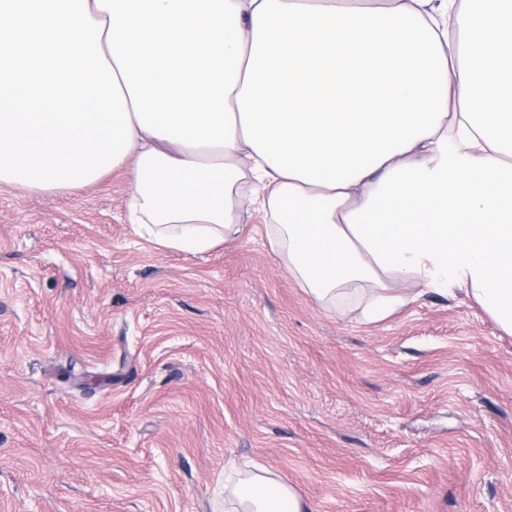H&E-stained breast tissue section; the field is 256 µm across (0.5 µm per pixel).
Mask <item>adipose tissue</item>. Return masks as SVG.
I'll use <instances>...</instances> for the list:
<instances>
[{
	"label": "adipose tissue",
	"instance_id": "ef3b65f1",
	"mask_svg": "<svg viewBox=\"0 0 512 512\" xmlns=\"http://www.w3.org/2000/svg\"><path fill=\"white\" fill-rule=\"evenodd\" d=\"M130 165L156 246L260 207L290 276L378 320L464 292L512 335V0H0V184ZM229 512H310L267 471Z\"/></svg>",
	"mask_w": 512,
	"mask_h": 512
}]
</instances>
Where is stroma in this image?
I'll return each mask as SVG.
<instances>
[{"label": "stroma", "mask_w": 512, "mask_h": 512, "mask_svg": "<svg viewBox=\"0 0 512 512\" xmlns=\"http://www.w3.org/2000/svg\"><path fill=\"white\" fill-rule=\"evenodd\" d=\"M129 187L0 185V512H224L249 465L313 512H512V336L463 292L365 322L259 212L157 248Z\"/></svg>", "instance_id": "obj_1"}]
</instances>
